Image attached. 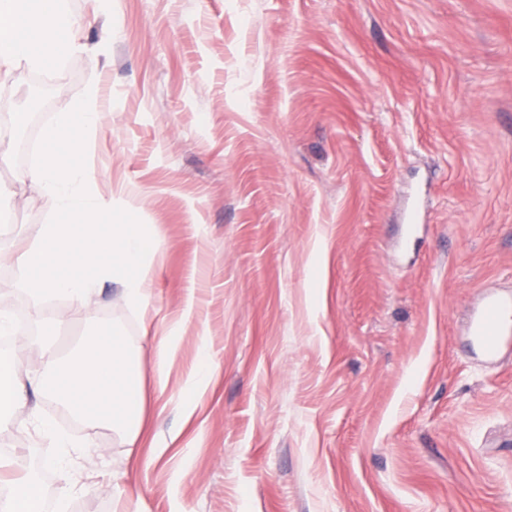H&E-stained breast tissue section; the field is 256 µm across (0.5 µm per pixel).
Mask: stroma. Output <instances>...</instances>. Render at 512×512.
Returning <instances> with one entry per match:
<instances>
[{"label":"stroma","mask_w":512,"mask_h":512,"mask_svg":"<svg viewBox=\"0 0 512 512\" xmlns=\"http://www.w3.org/2000/svg\"><path fill=\"white\" fill-rule=\"evenodd\" d=\"M81 51L0 133V254L55 207L25 181L50 121L96 89L95 191L163 232L145 310L105 281L23 316L22 383L94 326L144 377L135 446L49 388L0 421V489L49 512H512V348L468 311L512 293V0H68ZM106 53H99V44ZM175 336L167 385L155 347ZM213 376L187 393L200 343ZM82 445L69 474L37 432ZM2 512H41L42 501L38 485L28 482L22 490L14 495L4 506Z\"/></svg>","instance_id":"35a3bbf8"}]
</instances>
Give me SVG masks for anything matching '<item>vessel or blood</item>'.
I'll return each instance as SVG.
<instances>
[{"mask_svg":"<svg viewBox=\"0 0 512 512\" xmlns=\"http://www.w3.org/2000/svg\"><path fill=\"white\" fill-rule=\"evenodd\" d=\"M469 329L481 351L496 360L503 348L512 344V297L485 295L468 316Z\"/></svg>","mask_w":512,"mask_h":512,"instance_id":"obj_1","label":"vessel or blood"}]
</instances>
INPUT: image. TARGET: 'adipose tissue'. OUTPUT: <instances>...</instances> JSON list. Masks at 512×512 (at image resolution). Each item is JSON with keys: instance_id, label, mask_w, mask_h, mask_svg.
I'll return each mask as SVG.
<instances>
[{"instance_id": "1", "label": "adipose tissue", "mask_w": 512, "mask_h": 512, "mask_svg": "<svg viewBox=\"0 0 512 512\" xmlns=\"http://www.w3.org/2000/svg\"><path fill=\"white\" fill-rule=\"evenodd\" d=\"M65 0H0V75L19 64L41 69L74 52V22ZM54 396L86 421L109 418L122 443L136 444L141 432L144 384L126 352L124 337L111 328L86 336L77 352L53 362Z\"/></svg>"}]
</instances>
